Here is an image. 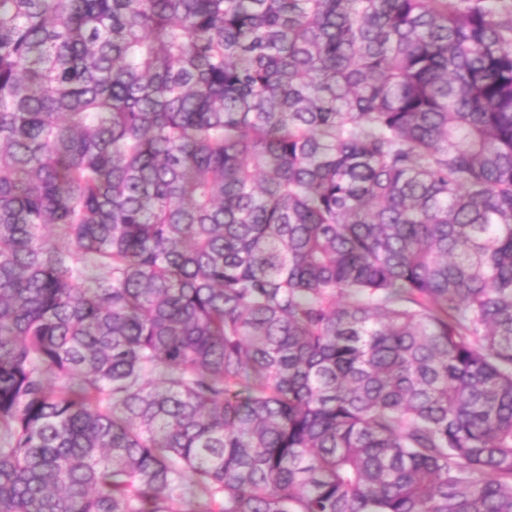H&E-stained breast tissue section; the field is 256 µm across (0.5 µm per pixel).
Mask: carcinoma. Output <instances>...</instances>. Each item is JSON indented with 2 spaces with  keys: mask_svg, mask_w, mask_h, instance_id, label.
<instances>
[{
  "mask_svg": "<svg viewBox=\"0 0 512 512\" xmlns=\"http://www.w3.org/2000/svg\"><path fill=\"white\" fill-rule=\"evenodd\" d=\"M0 512H512V5L0 0Z\"/></svg>",
  "mask_w": 512,
  "mask_h": 512,
  "instance_id": "carcinoma-1",
  "label": "carcinoma"
}]
</instances>
